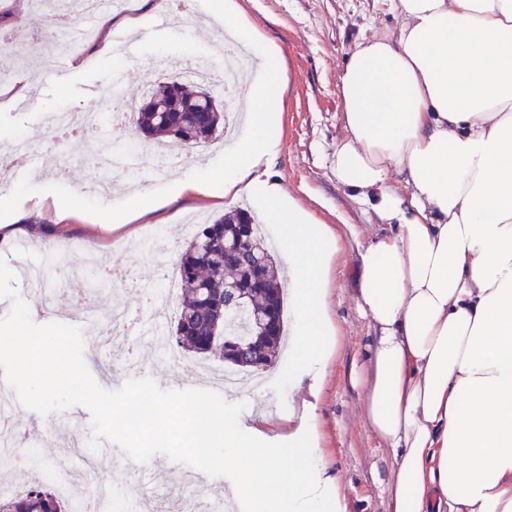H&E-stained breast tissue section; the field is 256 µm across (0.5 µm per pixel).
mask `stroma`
<instances>
[{"label": "stroma", "mask_w": 512, "mask_h": 512, "mask_svg": "<svg viewBox=\"0 0 512 512\" xmlns=\"http://www.w3.org/2000/svg\"><path fill=\"white\" fill-rule=\"evenodd\" d=\"M240 7L275 44L282 56L277 104L281 109L280 150L271 165L273 179L313 219L327 225L338 237V254L328 273V316L337 330L338 347L331 357L304 379L292 374L288 353H281L266 388L246 393L228 389L230 402H246L240 425L260 429L270 441L284 442L299 420L311 418L318 434L313 454L326 474L338 478L348 503L347 512H387V489L392 455L373 437L363 409L370 352L376 332L357 305L359 263L364 249L387 233V225L358 197L341 186L331 172L334 149L346 135L341 119L340 74L357 44L394 32L401 18L393 0H237ZM213 0H182L180 9L162 4L146 9L142 0H126L123 8L104 7L115 18L110 28L111 52H99L102 34L94 32L80 50L59 55L45 68L44 55L79 25L76 14L53 16L37 0H0V71L10 75L0 83V146L10 147L18 138L32 141L31 164L23 171L8 168L0 177V256L12 268L42 266V231L25 225L35 214L52 224L55 246L89 245L88 253L61 254L62 265L83 267L85 257L134 268L142 281L153 283L159 268H172L195 225L237 207L244 195L228 196L217 183L202 194H183L179 188L204 172L223 168L224 142L216 140L205 158L182 157L163 173L131 177L96 166L92 142L114 143L128 138V131L104 123L85 134L54 142L37 138L47 116L72 108L103 112L104 89L110 72L127 71L119 87L122 97L138 99L150 81L179 74L197 60L219 62L225 47L224 25L210 14ZM166 15L167 24L146 41L136 30L121 26L124 18L150 22ZM27 98L11 101L20 85ZM56 155L67 163L65 174L46 172V159ZM139 205L143 215L129 223L118 220L128 206ZM159 227L163 250L154 259L140 258V245L149 227ZM27 250L16 254V242ZM18 290L40 324L57 320L87 328L85 314L102 317L117 304L132 308L140 296L126 289L114 291L111 279L93 276L86 298L69 301L53 283L43 291L19 282ZM133 347L142 361L155 367L157 384L164 389L205 387L198 369L223 372L222 360L197 362L188 357L183 369L172 370L164 347L152 333L137 336ZM18 422L30 430V442L45 464L58 470L82 471L89 459L85 448L92 437L90 414L82 407L46 417L16 406Z\"/></svg>", "instance_id": "35a3bbf8"}]
</instances>
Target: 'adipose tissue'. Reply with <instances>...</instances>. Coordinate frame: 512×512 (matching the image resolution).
<instances>
[{
	"label": "adipose tissue",
	"instance_id": "obj_1",
	"mask_svg": "<svg viewBox=\"0 0 512 512\" xmlns=\"http://www.w3.org/2000/svg\"><path fill=\"white\" fill-rule=\"evenodd\" d=\"M394 7L401 26L341 73L347 135L332 158L392 228L362 253L358 294L377 332L365 408L393 457L387 512H512V0ZM213 15L262 73L214 178L280 227L304 372L327 357L331 237L261 169L279 145L277 52L233 0Z\"/></svg>",
	"mask_w": 512,
	"mask_h": 512
}]
</instances>
